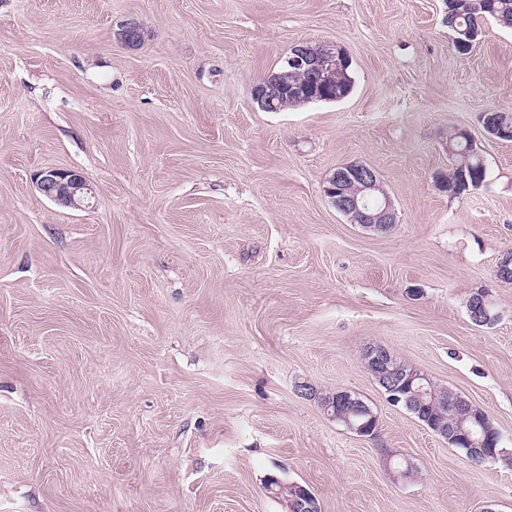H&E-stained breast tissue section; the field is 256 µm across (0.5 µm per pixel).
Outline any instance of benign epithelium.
Wrapping results in <instances>:
<instances>
[{"label":"benign epithelium","instance_id":"7a95c632","mask_svg":"<svg viewBox=\"0 0 512 512\" xmlns=\"http://www.w3.org/2000/svg\"><path fill=\"white\" fill-rule=\"evenodd\" d=\"M288 62L307 71L313 80L321 86L331 89L326 95H308L298 91L294 95L297 105L327 101L338 97L336 94V69L349 63V58L342 49L323 45L318 49L307 44L294 46L290 51ZM281 81L268 76L257 83L253 89V100L264 112L278 111V101L283 94ZM38 190L49 200L58 204L83 208L92 198V189L83 174L75 170L48 167L35 174ZM325 196L337 211L345 215L350 223L375 232L387 233L396 223L393 203L384 189L378 173L364 164H345L339 166L323 187ZM490 305L489 293L481 291L471 305L469 315L476 321H484ZM373 359L382 368L381 382L384 393L393 405L401 403L405 392L401 389L403 374L391 366V351L382 345L372 347ZM354 401L352 392L343 390L336 401V407L324 408L332 419L343 423L350 431L363 437H376L378 419L372 411H355L347 409L348 403ZM370 415V418L357 424L351 416ZM434 434L449 441L461 439L466 435L464 428H448V423L439 422L428 426Z\"/></svg>","mask_w":512,"mask_h":512}]
</instances>
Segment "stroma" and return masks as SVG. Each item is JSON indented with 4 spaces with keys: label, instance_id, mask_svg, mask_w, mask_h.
Segmentation results:
<instances>
[{
    "label": "stroma",
    "instance_id": "obj_1",
    "mask_svg": "<svg viewBox=\"0 0 512 512\" xmlns=\"http://www.w3.org/2000/svg\"><path fill=\"white\" fill-rule=\"evenodd\" d=\"M446 0H0V512H512V466L473 463L392 405L382 345L512 443V29L452 44ZM136 21L141 43L119 33ZM300 42L342 48L352 93L282 112L252 93ZM467 130L485 183L443 192ZM376 170L378 235L323 193ZM83 171L94 198H45ZM499 314L474 325L469 296ZM345 389L368 440L302 396ZM38 190L58 204L83 208L92 198V189L83 174L75 170L48 167L35 174Z\"/></svg>",
    "mask_w": 512,
    "mask_h": 512
}]
</instances>
